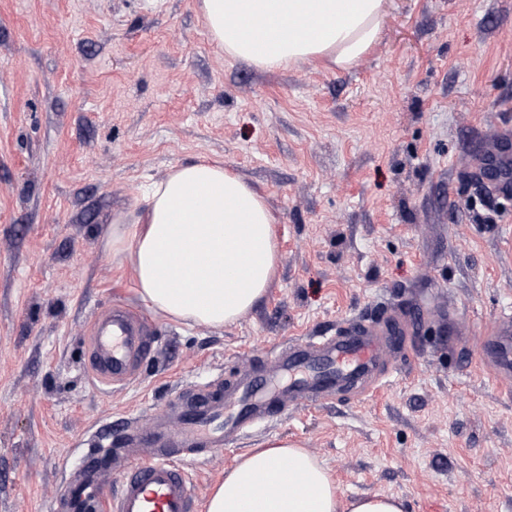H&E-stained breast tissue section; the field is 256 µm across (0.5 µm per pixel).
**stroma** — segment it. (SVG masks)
<instances>
[{
    "mask_svg": "<svg viewBox=\"0 0 512 512\" xmlns=\"http://www.w3.org/2000/svg\"><path fill=\"white\" fill-rule=\"evenodd\" d=\"M512 132V0H388L355 68L226 57L195 0H0V512H45L98 438L145 428L294 338L426 303L375 397L289 408L189 457L202 497L285 438L344 498L404 512H512V395L472 336L512 311V190L475 173ZM223 162L279 218L277 276L236 324L148 308L107 229L174 165ZM142 311L155 352L99 388L96 309Z\"/></svg>",
    "mask_w": 512,
    "mask_h": 512,
    "instance_id": "35a3bbf8",
    "label": "stroma"
}]
</instances>
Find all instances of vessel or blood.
I'll use <instances>...</instances> for the list:
<instances>
[{"label":"vessel or blood","instance_id":"obj_1","mask_svg":"<svg viewBox=\"0 0 512 512\" xmlns=\"http://www.w3.org/2000/svg\"><path fill=\"white\" fill-rule=\"evenodd\" d=\"M408 330L397 317L348 323L336 335L311 336L276 348L261 369L160 415L148 428L127 433L122 447L99 444L96 455L113 469L95 467L67 482L48 512H199L200 499L183 466L190 455L215 451L285 407L322 402L346 384L363 396L382 383L380 361L404 347ZM152 326L131 307L98 311L88 338L92 375L102 384L130 383L153 351ZM481 364L502 386L512 385V318L503 317L477 338ZM122 474L112 485L113 471Z\"/></svg>","mask_w":512,"mask_h":512}]
</instances>
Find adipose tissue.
Masks as SVG:
<instances>
[{"label": "adipose tissue", "mask_w": 512, "mask_h": 512, "mask_svg": "<svg viewBox=\"0 0 512 512\" xmlns=\"http://www.w3.org/2000/svg\"><path fill=\"white\" fill-rule=\"evenodd\" d=\"M210 39L261 70L312 60L357 66L378 42L386 0H197ZM279 219L263 193L223 165L172 167L135 210L113 216L107 243L128 254L139 296L163 316L221 328L266 294ZM207 512H404L371 493L341 504L327 469L285 439L238 457Z\"/></svg>", "instance_id": "ef3b65f1"}]
</instances>
